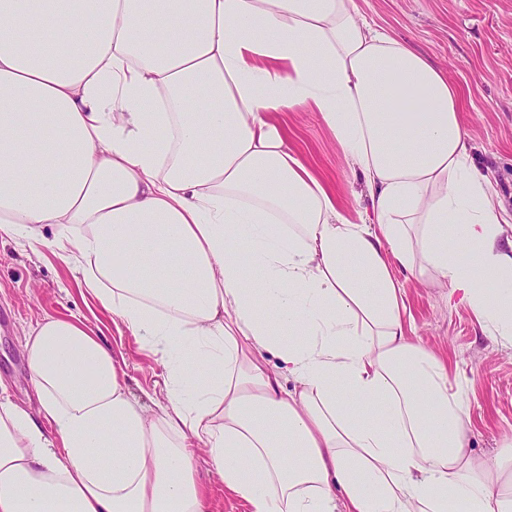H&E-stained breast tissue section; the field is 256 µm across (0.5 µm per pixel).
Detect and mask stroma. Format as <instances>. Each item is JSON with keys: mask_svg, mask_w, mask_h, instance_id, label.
Returning a JSON list of instances; mask_svg holds the SVG:
<instances>
[{"mask_svg": "<svg viewBox=\"0 0 512 512\" xmlns=\"http://www.w3.org/2000/svg\"><path fill=\"white\" fill-rule=\"evenodd\" d=\"M364 16L406 40L460 87L461 115L474 165L491 179L496 209L512 213V0H356ZM288 145L336 191L340 212L356 221L369 200L318 112L302 107L278 115ZM409 335L448 365L452 386L470 402L469 443L476 456H493L512 438V341L487 327L448 287L413 280L404 284ZM76 316L101 332L121 362L130 391L158 398L161 368L146 356L110 313L84 294L71 266L50 250L34 255L13 240L0 241V377L16 401L33 402L23 336L47 316Z\"/></svg>", "mask_w": 512, "mask_h": 512, "instance_id": "obj_1", "label": "stroma"}]
</instances>
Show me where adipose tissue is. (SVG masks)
I'll return each mask as SVG.
<instances>
[{"label":"adipose tissue","instance_id":"obj_1","mask_svg":"<svg viewBox=\"0 0 512 512\" xmlns=\"http://www.w3.org/2000/svg\"><path fill=\"white\" fill-rule=\"evenodd\" d=\"M301 106L361 223L271 120ZM460 111L354 0H0V240L71 264L164 367L148 407L81 319L30 326L0 512H208L203 468L251 512H512V440L469 448L394 274L512 340V236Z\"/></svg>","mask_w":512,"mask_h":512}]
</instances>
